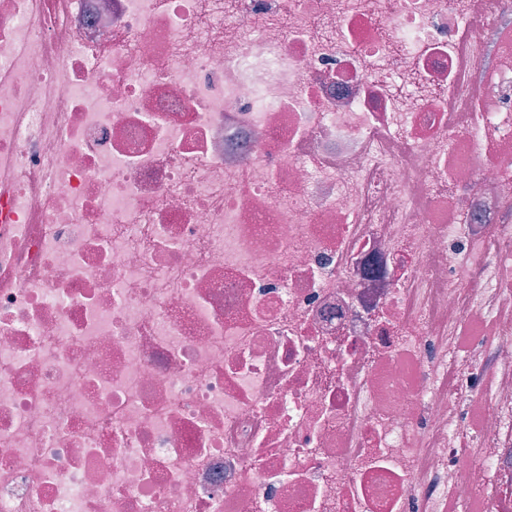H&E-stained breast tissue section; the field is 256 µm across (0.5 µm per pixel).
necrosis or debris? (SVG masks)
<instances>
[{
  "instance_id": "necrosis-or-debris-1",
  "label": "necrosis or debris",
  "mask_w": 512,
  "mask_h": 512,
  "mask_svg": "<svg viewBox=\"0 0 512 512\" xmlns=\"http://www.w3.org/2000/svg\"><path fill=\"white\" fill-rule=\"evenodd\" d=\"M0 512H512V0H0Z\"/></svg>"
}]
</instances>
